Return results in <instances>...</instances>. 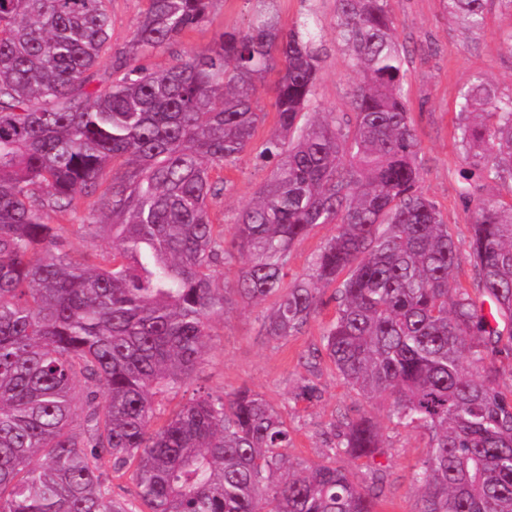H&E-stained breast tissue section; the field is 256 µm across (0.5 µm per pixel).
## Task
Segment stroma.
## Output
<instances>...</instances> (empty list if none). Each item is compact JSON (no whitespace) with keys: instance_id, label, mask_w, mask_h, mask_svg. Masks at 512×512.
Masks as SVG:
<instances>
[{"instance_id":"35a3bbf8","label":"stroma","mask_w":512,"mask_h":512,"mask_svg":"<svg viewBox=\"0 0 512 512\" xmlns=\"http://www.w3.org/2000/svg\"><path fill=\"white\" fill-rule=\"evenodd\" d=\"M276 5L286 26L307 9L316 12L324 29L325 53L311 109L350 119L351 96L359 77L336 42L332 29L335 0H277ZM389 5L397 21L398 38L410 49L405 89L420 147L421 189L437 202L457 234L462 259L456 282L473 290L477 281L468 257L469 215L460 197V173L466 158L455 135L459 92L470 75L480 73L500 93L512 95V52L503 44L512 31V7L505 0H489L484 28L470 35L448 14L443 0H390ZM145 7L146 0H111L113 50L128 44ZM249 9L248 0H216L210 23L188 31L178 51L205 47L217 30L244 27ZM267 173L251 152L225 166L226 190L211 204L212 219L223 225L225 233H232L237 213L250 202ZM333 295V288L322 289V305L306 326L281 338L261 331L273 300L233 306L224 317L212 321L199 371L179 389L159 396L158 410L161 416H168L200 389L226 395L248 388L260 394L288 425L293 440L284 453L298 471L323 462L331 439L327 424L335 414L369 417L379 431L385 454L371 464L343 458L340 466L355 483H379V512H419L422 491L413 483L412 471L426 453L424 431L389 420L387 403L356 395L327 358H320L316 372L308 370L307 361L319 349L323 330L335 315ZM307 379L322 390L320 398L311 402L296 396Z\"/></svg>"}]
</instances>
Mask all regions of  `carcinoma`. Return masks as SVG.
I'll return each instance as SVG.
<instances>
[{"instance_id":"1","label":"carcinoma","mask_w":512,"mask_h":512,"mask_svg":"<svg viewBox=\"0 0 512 512\" xmlns=\"http://www.w3.org/2000/svg\"><path fill=\"white\" fill-rule=\"evenodd\" d=\"M250 2L246 26L154 70L214 0H147L106 77L110 0H0V512H377L379 487L336 466L384 454L366 416L332 420L329 462L283 482L291 433L249 389L157 422L156 397L192 377L233 303L216 270L237 259L234 298H275L268 336L301 330L336 286L322 349L350 390L427 433L420 512H512V391L499 384L512 371V203L463 192L479 295L450 288L459 247L420 187L389 0H335L360 76L347 128L309 111L316 13L285 33L275 0ZM444 2L466 32L483 29L488 0ZM274 70L277 121L257 158L275 165L228 238L210 214L217 172L252 148ZM458 106L463 179L512 180V96L474 76ZM55 217L112 233V247L71 254ZM319 224L335 234L285 283ZM107 457L139 505L114 494Z\"/></svg>"}]
</instances>
